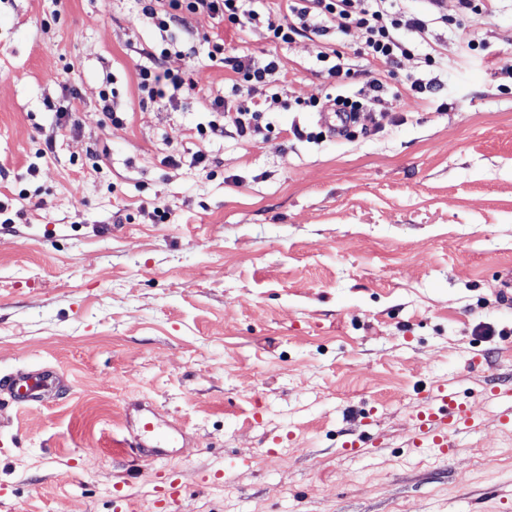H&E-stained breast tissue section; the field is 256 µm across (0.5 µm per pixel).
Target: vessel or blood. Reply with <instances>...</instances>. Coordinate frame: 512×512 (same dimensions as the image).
<instances>
[{"instance_id":"obj_1","label":"vessel or blood","mask_w":512,"mask_h":512,"mask_svg":"<svg viewBox=\"0 0 512 512\" xmlns=\"http://www.w3.org/2000/svg\"><path fill=\"white\" fill-rule=\"evenodd\" d=\"M58 380L57 373L49 369L20 371L0 379V388L8 390L17 403L28 405L42 402ZM413 420L412 448H427L442 456L447 455L453 437L477 427L475 413L447 382L433 385L425 392Z\"/></svg>"}]
</instances>
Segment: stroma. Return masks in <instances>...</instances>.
I'll list each match as a JSON object with an SVG mask.
<instances>
[{"instance_id":"1","label":"stroma","mask_w":512,"mask_h":512,"mask_svg":"<svg viewBox=\"0 0 512 512\" xmlns=\"http://www.w3.org/2000/svg\"><path fill=\"white\" fill-rule=\"evenodd\" d=\"M464 24L473 49L437 23L395 66L324 36L346 92L385 86L383 129L336 138L304 105L337 89L314 41L248 27L218 55L208 18L0 0V378L65 381L28 407L0 392V512H512V432L486 398L512 385V0ZM164 47L199 69L171 105L137 88ZM244 55L280 66L249 142L209 133L206 100ZM69 102L77 130L55 129ZM448 379L480 428L414 450L421 395ZM133 403L175 447L132 446ZM365 429L374 451H346ZM317 53V60L324 63V70L329 77L344 79L351 75V68L345 67L343 54L337 50L325 51L324 47Z\"/></svg>"}]
</instances>
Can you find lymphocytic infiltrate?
I'll list each match as a JSON object with an SVG mask.
<instances>
[{"label":"lymphocytic infiltrate","mask_w":512,"mask_h":512,"mask_svg":"<svg viewBox=\"0 0 512 512\" xmlns=\"http://www.w3.org/2000/svg\"><path fill=\"white\" fill-rule=\"evenodd\" d=\"M138 4L142 14L162 30L186 25L188 19L202 16L237 31L247 24L265 21L270 38L281 43L293 42L300 36L319 37L331 27L343 34L355 30L361 35V54L385 64L410 54L400 31L425 38L429 18L441 14L434 0H429L422 13L406 8L403 0H281L273 17L267 19L253 9L252 0H138ZM164 58L161 52L148 53L146 63L138 67V90L153 102L165 99L167 93L189 92L198 86L194 68L174 73L164 69ZM382 88V80L370 75L355 96L316 98L310 105L320 112H336L356 120L361 113L374 111ZM209 105L223 119L222 124L212 125V132H219L226 124L249 141L259 134L256 111L251 106L234 103L219 93L210 96Z\"/></svg>","instance_id":"obj_1"}]
</instances>
